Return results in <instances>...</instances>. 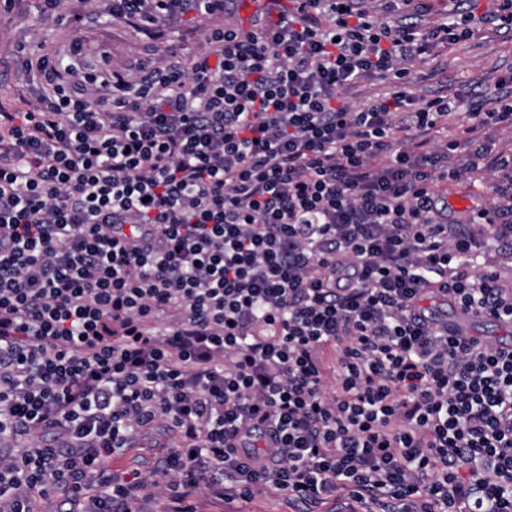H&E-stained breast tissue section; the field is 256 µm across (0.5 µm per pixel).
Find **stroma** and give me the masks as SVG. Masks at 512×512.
I'll use <instances>...</instances> for the list:
<instances>
[{
  "instance_id": "35a3bbf8",
  "label": "stroma",
  "mask_w": 512,
  "mask_h": 512,
  "mask_svg": "<svg viewBox=\"0 0 512 512\" xmlns=\"http://www.w3.org/2000/svg\"><path fill=\"white\" fill-rule=\"evenodd\" d=\"M63 18H38L36 0H15L12 9H0V102L36 103L39 92L23 81V62L16 53L19 44H44L47 49L76 44L82 46L83 62L95 65L108 57L110 67L125 68L133 61L153 63L170 51H178L191 60L205 45V31L212 19L190 13L162 21L150 29L108 16L103 0H67ZM512 78V31L486 24L462 41L436 48L426 59L414 62L408 93L414 99L436 95L448 97L455 105L447 125L433 133L431 148L450 141L459 142L458 159L464 169L458 180L438 181L434 190L439 199L465 200L495 208L502 199L495 186L498 177L491 170H469L472 144H486L493 152L512 154V126L492 125L466 135L467 114L474 107L494 98ZM155 448H132L114 459L117 470L139 469L147 472L159 465L162 447L173 439L164 423H156ZM200 512H298L297 505L281 495H258L251 500H233L214 505L202 500Z\"/></svg>"
}]
</instances>
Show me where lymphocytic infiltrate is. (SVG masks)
<instances>
[{
    "label": "lymphocytic infiltrate",
    "instance_id": "f902f5d3",
    "mask_svg": "<svg viewBox=\"0 0 512 512\" xmlns=\"http://www.w3.org/2000/svg\"><path fill=\"white\" fill-rule=\"evenodd\" d=\"M289 0L207 54L127 72L26 53L40 99L0 107V512H199L274 489L304 507L512 512V346L426 323L437 294L512 327V211L450 222L457 143L394 150L451 107L410 62L512 0ZM234 0H108L149 28ZM391 87L353 104L369 79ZM336 355L327 387L326 350ZM165 420L160 479L113 459Z\"/></svg>",
    "mask_w": 512,
    "mask_h": 512
}]
</instances>
